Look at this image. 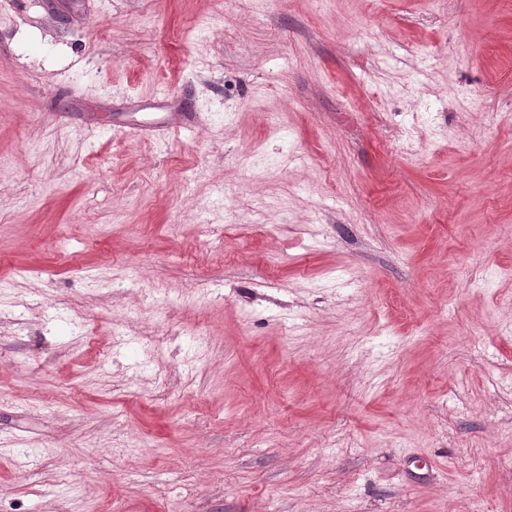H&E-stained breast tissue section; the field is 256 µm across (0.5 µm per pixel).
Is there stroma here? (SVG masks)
<instances>
[{
	"mask_svg": "<svg viewBox=\"0 0 512 512\" xmlns=\"http://www.w3.org/2000/svg\"><path fill=\"white\" fill-rule=\"evenodd\" d=\"M512 0H0V512H512Z\"/></svg>",
	"mask_w": 512,
	"mask_h": 512,
	"instance_id": "obj_1",
	"label": "stroma"
}]
</instances>
